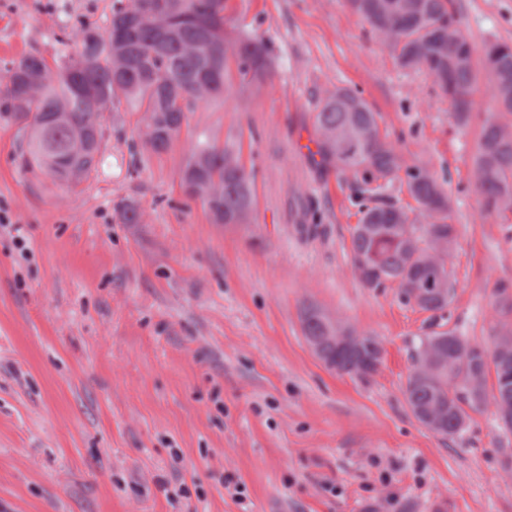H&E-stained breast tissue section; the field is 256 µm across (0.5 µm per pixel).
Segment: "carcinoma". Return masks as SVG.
<instances>
[{"mask_svg": "<svg viewBox=\"0 0 512 512\" xmlns=\"http://www.w3.org/2000/svg\"><path fill=\"white\" fill-rule=\"evenodd\" d=\"M404 69L425 70L448 97L461 127L481 109L488 83L501 109L482 121L471 180L485 215L512 214V44L493 42L476 55L453 0H348ZM228 0H113L104 26L80 23L55 67L34 53L11 63L0 89V115L27 134L22 169L76 187L103 154L106 112H137L142 147L169 153L188 113L206 109L233 89L258 92L272 79L273 62L261 41L227 25ZM380 116L356 92L336 88L313 115L321 162L362 174L367 184L401 179L416 206L362 205L351 234L353 270L369 274L367 288L394 283L408 304L435 323L453 299L456 282L448 258L458 229L448 195L425 167L404 164L382 134ZM177 177L186 197L200 202L214 224H249L254 209L252 172L240 139L196 141ZM125 224L142 212L123 200ZM500 311L512 313V284L496 288ZM301 329L314 355L339 376L361 381L383 362L381 342L321 307L305 302ZM487 348L454 330H433L413 342L404 396L415 420L442 437L466 430L472 415L493 406L499 428L512 432V321L493 328Z\"/></svg>", "mask_w": 512, "mask_h": 512, "instance_id": "1", "label": "carcinoma"}]
</instances>
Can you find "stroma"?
<instances>
[{"instance_id": "stroma-1", "label": "stroma", "mask_w": 512, "mask_h": 512, "mask_svg": "<svg viewBox=\"0 0 512 512\" xmlns=\"http://www.w3.org/2000/svg\"><path fill=\"white\" fill-rule=\"evenodd\" d=\"M475 47L512 43V0H454ZM112 0H0V81L24 54L59 56ZM229 27L262 40L272 86L193 112L173 150L144 152L138 115L108 119L101 163L75 187L20 171L25 135L0 117V505L8 512H512V434L492 413L452 439L403 394L428 315L394 284L355 277L361 179L296 148L324 90L378 112L407 164L449 195L460 236L444 329L492 342L494 290L512 282V220L471 188L476 128H458L425 71L398 67L348 0H229ZM240 137L252 223H211L177 169L203 136ZM136 201L139 224L115 205ZM315 221L317 235L297 232ZM312 302L377 337L378 372L328 370L299 309ZM180 462H173L172 450ZM389 472L390 484L379 480ZM244 483L238 499L227 480ZM184 481L189 497L174 495ZM342 490L335 496L328 484Z\"/></svg>"}]
</instances>
